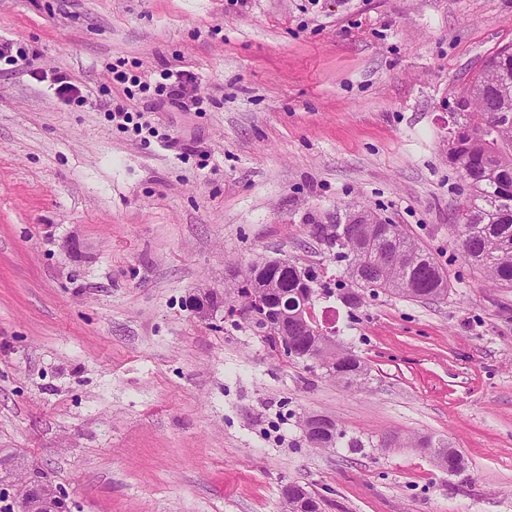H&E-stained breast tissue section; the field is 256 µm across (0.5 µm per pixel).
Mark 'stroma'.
<instances>
[{
  "label": "stroma",
  "instance_id": "1",
  "mask_svg": "<svg viewBox=\"0 0 512 512\" xmlns=\"http://www.w3.org/2000/svg\"><path fill=\"white\" fill-rule=\"evenodd\" d=\"M69 73L83 106L0 62V448L71 512H512V288L462 258L448 120L512 0H0V43ZM151 84L127 97L107 66ZM164 70L197 77L157 105ZM128 99L150 128L106 113ZM367 210L447 269L448 296L339 292L311 220ZM269 259L312 265L313 315L367 363L347 387L270 351L198 288ZM343 432L311 447L303 420ZM443 439L451 474L390 432ZM195 300L192 302L194 311L200 317H208L213 314L220 307L227 303L226 296L214 290L207 288H200L193 295ZM295 485V491L291 498V501L288 503V497L291 496L292 493H288V485L282 488V497L288 503V511L289 512H324L325 510V501L320 496H317L311 493L301 484L298 483H288ZM296 502L301 503L303 505L304 511H297L299 508L296 507Z\"/></svg>",
  "mask_w": 512,
  "mask_h": 512
}]
</instances>
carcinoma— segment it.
Returning <instances> with one entry per match:
<instances>
[{
    "mask_svg": "<svg viewBox=\"0 0 512 512\" xmlns=\"http://www.w3.org/2000/svg\"><path fill=\"white\" fill-rule=\"evenodd\" d=\"M480 93L473 96L470 107L457 116L479 129L485 121V110L497 112L494 141L485 136L464 138L453 153L459 171L466 173V200L457 214L453 229L458 234V245L464 260L483 271L501 288H512V47L498 49L489 55L473 76ZM336 239L325 235L324 225H309L310 234L327 247L336 248L334 256L346 261L350 270L360 267L370 280V290L401 293L404 288L417 291V298L443 300L448 297V277L433 255L403 230L395 236L383 238L376 224H362L357 212L336 215ZM317 270L307 267V278L302 279L290 270L274 289L275 299L298 301L299 292L318 290ZM335 375L348 385L358 384L367 375L366 364L357 356L340 349ZM329 426L309 435L315 447H329L342 438L338 424L330 419ZM403 444L421 448L441 468L453 474L465 470V460L448 443L431 437ZM16 473H0L8 482L7 490L0 491V501L7 499L23 504L28 512H45L53 495L54 485L40 488L30 485L31 473L36 468L18 455H13ZM304 512H324L323 498L311 493L301 484L288 503V512H297L296 504Z\"/></svg>",
    "mask_w": 512,
    "mask_h": 512,
    "instance_id": "1",
    "label": "carcinoma"
}]
</instances>
